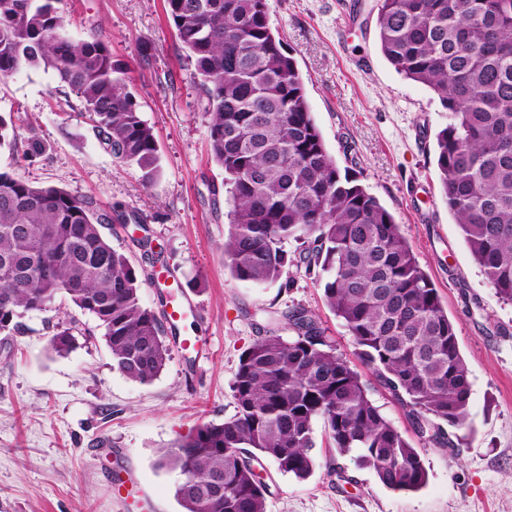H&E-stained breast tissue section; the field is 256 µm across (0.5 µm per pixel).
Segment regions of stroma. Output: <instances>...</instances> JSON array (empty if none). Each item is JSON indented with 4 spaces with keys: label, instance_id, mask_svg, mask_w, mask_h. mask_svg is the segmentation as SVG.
Masks as SVG:
<instances>
[{
    "label": "stroma",
    "instance_id": "obj_1",
    "mask_svg": "<svg viewBox=\"0 0 512 512\" xmlns=\"http://www.w3.org/2000/svg\"><path fill=\"white\" fill-rule=\"evenodd\" d=\"M376 4L269 0V9L330 155L393 215L455 325L472 384L468 427L454 448L436 447L373 385L375 405L418 448L426 484L388 489L354 455L339 454L318 423L309 478L281 473L268 459L259 466L267 512H512V303L498 297L448 211L435 161L448 114L430 88L383 56ZM59 8L73 40L102 31L113 60L129 63L160 175L145 184L136 165L114 159L78 98L40 69L0 79V113L13 115L19 140L37 138L44 152L31 158L2 148L0 170L89 198L101 212L129 214L128 223L112 224L113 247L148 275L169 268L194 314L167 332L169 358L148 384L113 369L99 334L55 354L54 326L76 316L64 302L26 316L20 333L0 335V512H182V475L165 450L200 423L234 414L239 358L267 331L291 336L282 313L305 308L338 354L359 358L315 274L289 266L293 286L285 290L231 277L230 206L210 153L207 96L164 0H61ZM186 338L196 347L183 352ZM117 474L134 496L114 494Z\"/></svg>",
    "mask_w": 512,
    "mask_h": 512
}]
</instances>
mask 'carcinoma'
Instances as JSON below:
<instances>
[{"mask_svg": "<svg viewBox=\"0 0 512 512\" xmlns=\"http://www.w3.org/2000/svg\"><path fill=\"white\" fill-rule=\"evenodd\" d=\"M56 2L0 0V78L52 72L112 156L152 182L158 149L128 68L103 34L74 41ZM165 2L207 96L211 153L231 205L224 257L233 279L282 289L288 264L317 270L360 360L434 444L452 446L444 426H466L471 398L454 323L392 214L329 154L268 0ZM376 26L387 61L449 113L436 135L443 197L496 294L512 303V0H379ZM14 140L13 121L0 115V148ZM110 222L87 198L0 171V333L20 332L26 315L64 297L95 318L112 366L147 384L169 349L161 321L141 305L142 273L102 232ZM290 239L301 245L291 258ZM284 318L297 335L271 331L242 353L235 413L165 454L183 475L184 512H266L255 463L270 459L306 479L318 420L339 453L356 454L387 487L421 488L418 450L371 400L360 371L308 310ZM78 333L72 318L53 332L52 349L69 353Z\"/></svg>", "mask_w": 512, "mask_h": 512, "instance_id": "cac0c4a2", "label": "carcinoma"}]
</instances>
